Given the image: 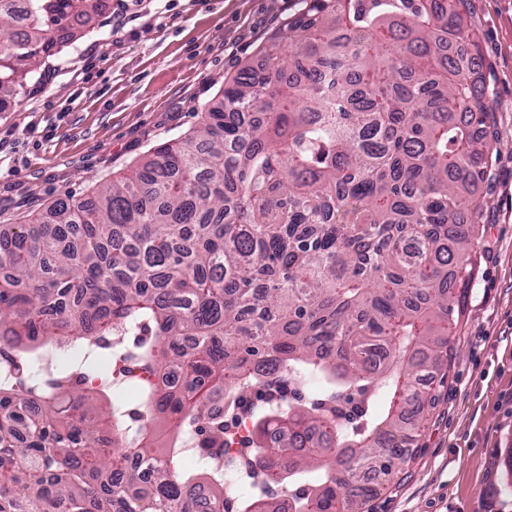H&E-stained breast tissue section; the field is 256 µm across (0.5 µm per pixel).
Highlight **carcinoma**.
<instances>
[{"instance_id": "obj_1", "label": "carcinoma", "mask_w": 512, "mask_h": 512, "mask_svg": "<svg viewBox=\"0 0 512 512\" xmlns=\"http://www.w3.org/2000/svg\"><path fill=\"white\" fill-rule=\"evenodd\" d=\"M199 128L90 200L0 225V512H224L215 403L270 388L265 359L324 395L251 416L260 482L238 512H361L398 474L435 402L448 326L475 274L489 85L464 0H299ZM109 0H0V104ZM336 71V98L319 89ZM82 347L80 378L45 348ZM159 376L139 419L90 395L99 350ZM387 415L373 414L380 392ZM157 415L196 424L201 464L156 448ZM288 449L269 447L270 431ZM148 468L140 483L131 464Z\"/></svg>"}]
</instances>
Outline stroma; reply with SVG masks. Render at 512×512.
Here are the masks:
<instances>
[{
	"mask_svg": "<svg viewBox=\"0 0 512 512\" xmlns=\"http://www.w3.org/2000/svg\"><path fill=\"white\" fill-rule=\"evenodd\" d=\"M297 0H143L138 15L97 17L50 58L48 92L30 82L0 112V224L57 200L90 198L160 143L197 128L225 82L260 54ZM489 67L497 137L474 278L419 416L416 453L377 485L363 512H512V0H468Z\"/></svg>",
	"mask_w": 512,
	"mask_h": 512,
	"instance_id": "stroma-1",
	"label": "stroma"
}]
</instances>
